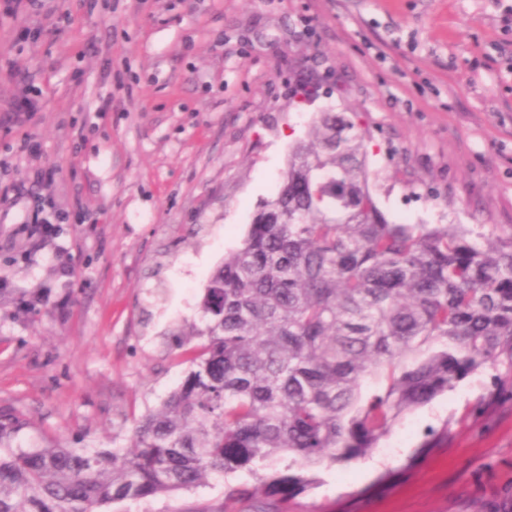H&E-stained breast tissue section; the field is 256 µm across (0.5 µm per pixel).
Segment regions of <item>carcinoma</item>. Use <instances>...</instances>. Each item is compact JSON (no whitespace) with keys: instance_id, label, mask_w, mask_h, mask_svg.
Instances as JSON below:
<instances>
[{"instance_id":"obj_1","label":"carcinoma","mask_w":512,"mask_h":512,"mask_svg":"<svg viewBox=\"0 0 512 512\" xmlns=\"http://www.w3.org/2000/svg\"><path fill=\"white\" fill-rule=\"evenodd\" d=\"M369 140L357 112L317 115L130 447H28L27 418L0 409V512H95L263 470L262 491L229 485L220 512H288L322 465L363 457L468 375L512 369V231L389 220Z\"/></svg>"}]
</instances>
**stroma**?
I'll use <instances>...</instances> for the list:
<instances>
[{
	"instance_id": "1",
	"label": "stroma",
	"mask_w": 512,
	"mask_h": 512,
	"mask_svg": "<svg viewBox=\"0 0 512 512\" xmlns=\"http://www.w3.org/2000/svg\"><path fill=\"white\" fill-rule=\"evenodd\" d=\"M24 94L34 117L0 124V408L30 447L129 446L314 113H360L391 219L512 227V0H0V114ZM255 482L111 512H217ZM290 510L512 512V368L320 468Z\"/></svg>"
}]
</instances>
